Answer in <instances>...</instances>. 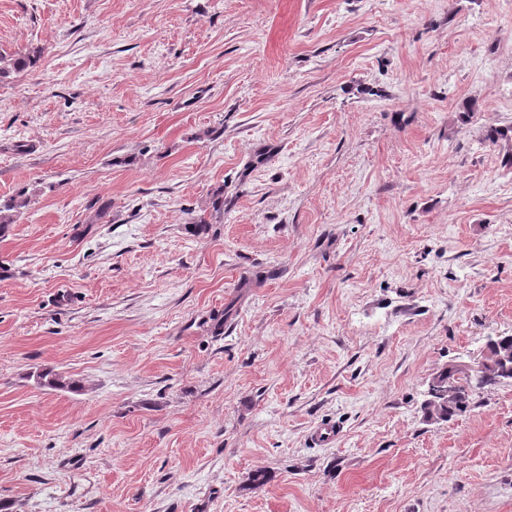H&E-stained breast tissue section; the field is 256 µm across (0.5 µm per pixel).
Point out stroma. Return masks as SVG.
<instances>
[{
    "label": "stroma",
    "instance_id": "obj_1",
    "mask_svg": "<svg viewBox=\"0 0 512 512\" xmlns=\"http://www.w3.org/2000/svg\"><path fill=\"white\" fill-rule=\"evenodd\" d=\"M28 49L0 512H512V381L421 411L512 334V0H0Z\"/></svg>",
    "mask_w": 512,
    "mask_h": 512
}]
</instances>
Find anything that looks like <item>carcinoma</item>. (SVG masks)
Returning <instances> with one entry per match:
<instances>
[{
	"label": "carcinoma",
	"mask_w": 512,
	"mask_h": 512,
	"mask_svg": "<svg viewBox=\"0 0 512 512\" xmlns=\"http://www.w3.org/2000/svg\"><path fill=\"white\" fill-rule=\"evenodd\" d=\"M40 58L37 50L14 54H0V78L5 79L35 66ZM28 197L21 190L16 195L0 202V237L5 235L11 224L17 221L20 210L27 207ZM490 364L473 375L457 373L451 366L444 367L435 374L442 385H452L454 395L450 398L432 388L427 393L423 405L424 421L428 423L448 422L469 411L474 406L475 395L491 386L512 380V335L499 336L492 349ZM41 384L50 388L76 390L78 381L65 379L51 370L38 374Z\"/></svg>",
	"instance_id": "obj_1"
}]
</instances>
